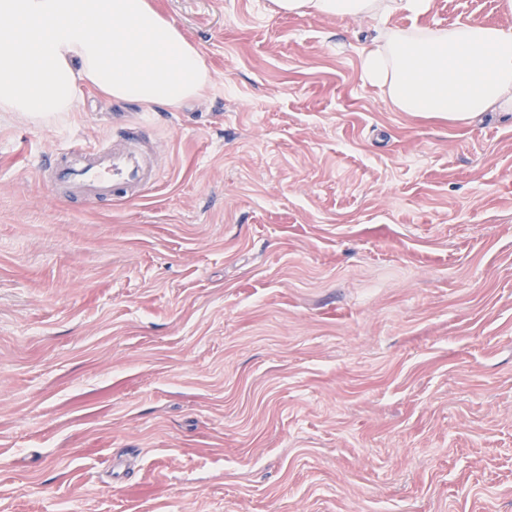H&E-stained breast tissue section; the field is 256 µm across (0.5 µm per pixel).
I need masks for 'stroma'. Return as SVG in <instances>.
<instances>
[{"instance_id":"1","label":"stroma","mask_w":512,"mask_h":512,"mask_svg":"<svg viewBox=\"0 0 512 512\" xmlns=\"http://www.w3.org/2000/svg\"><path fill=\"white\" fill-rule=\"evenodd\" d=\"M157 2L202 96L0 112V512H512V115L397 111L367 19ZM122 120L156 185L52 190Z\"/></svg>"}]
</instances>
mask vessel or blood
<instances>
[{
  "label": "vessel or blood",
  "mask_w": 512,
  "mask_h": 512,
  "mask_svg": "<svg viewBox=\"0 0 512 512\" xmlns=\"http://www.w3.org/2000/svg\"><path fill=\"white\" fill-rule=\"evenodd\" d=\"M49 178L67 185L72 195L91 200L142 197L159 175L151 153L140 141L139 124L131 123L122 125L111 144L75 143L56 158Z\"/></svg>",
  "instance_id": "vessel-or-blood-1"
}]
</instances>
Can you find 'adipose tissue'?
Segmentation results:
<instances>
[{
	"label": "adipose tissue",
	"instance_id": "ef3b65f1",
	"mask_svg": "<svg viewBox=\"0 0 512 512\" xmlns=\"http://www.w3.org/2000/svg\"><path fill=\"white\" fill-rule=\"evenodd\" d=\"M286 14L381 21L360 55L363 79L401 112L455 124L512 112V26L467 21L386 26L432 0H275ZM200 48L153 0H0V112H74L85 91L180 108L212 84Z\"/></svg>",
	"mask_w": 512,
	"mask_h": 512
}]
</instances>
